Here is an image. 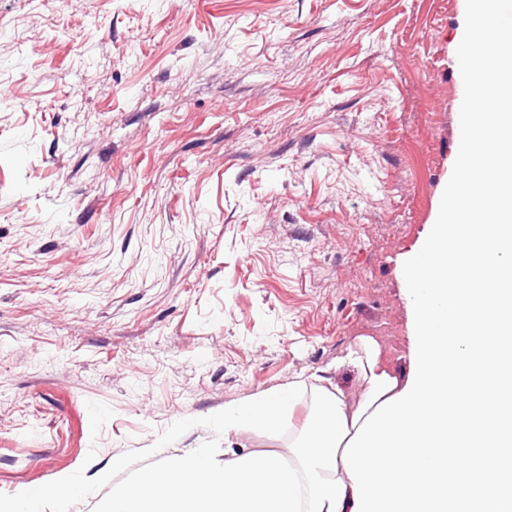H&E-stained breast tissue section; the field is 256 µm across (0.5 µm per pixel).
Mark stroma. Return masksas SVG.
Here are the masks:
<instances>
[{"label":"stroma","instance_id":"35a3bbf8","mask_svg":"<svg viewBox=\"0 0 512 512\" xmlns=\"http://www.w3.org/2000/svg\"><path fill=\"white\" fill-rule=\"evenodd\" d=\"M468 0H0V500L106 512L165 457L287 453L224 408L360 339L459 179ZM85 488L63 478L55 484L50 491H30L23 493L15 503L0 504L2 512H37L39 506L46 499H53L57 503L69 502L73 498L85 493Z\"/></svg>","mask_w":512,"mask_h":512}]
</instances>
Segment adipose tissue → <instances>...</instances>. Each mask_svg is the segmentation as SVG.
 Segmentation results:
<instances>
[{"label":"adipose tissue","mask_w":512,"mask_h":512,"mask_svg":"<svg viewBox=\"0 0 512 512\" xmlns=\"http://www.w3.org/2000/svg\"><path fill=\"white\" fill-rule=\"evenodd\" d=\"M496 7L497 0H472L463 45L476 88L494 70L512 78V32L496 34L497 61L471 50ZM460 137L458 163L474 207L464 213L442 202L406 266L416 333L411 371L382 367L376 345L361 340L343 360L358 375L357 394L327 377L310 391L292 382L225 407V431H273L308 399L313 414L287 454L233 453L220 466L202 449L174 455L115 494L110 512H469L475 500L512 512V483L497 477L499 461L512 459V436L501 435L500 389L484 382L492 371L512 382V321L500 317L512 293L485 276L512 267V226H487L479 210L485 188L512 176V106L469 96ZM438 302L452 303L453 318L435 317ZM84 492L64 478L0 512H37L46 499L67 502Z\"/></svg>","instance_id":"1"}]
</instances>
